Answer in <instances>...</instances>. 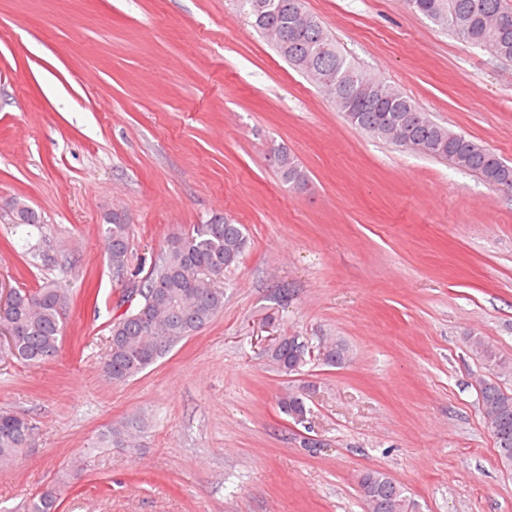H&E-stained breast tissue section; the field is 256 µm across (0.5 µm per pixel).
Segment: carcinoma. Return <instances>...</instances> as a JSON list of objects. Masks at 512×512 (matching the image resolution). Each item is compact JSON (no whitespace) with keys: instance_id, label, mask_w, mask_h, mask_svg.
<instances>
[{"instance_id":"obj_1","label":"carcinoma","mask_w":512,"mask_h":512,"mask_svg":"<svg viewBox=\"0 0 512 512\" xmlns=\"http://www.w3.org/2000/svg\"><path fill=\"white\" fill-rule=\"evenodd\" d=\"M262 14L249 11L253 26L289 65L305 74L327 94L352 126L375 139L427 156L473 173L487 184L512 190V165L471 138L436 122L416 106L395 84L362 71L343 53L323 22L304 6V0H267ZM409 8L436 26L486 50L512 60V4L508 0H406ZM269 158L280 181L291 189L308 185V175L298 160L280 145H272ZM13 231L21 236L40 227V216L28 205L11 206ZM132 227L129 218L113 212L105 219L104 240L117 279L128 276ZM249 247L243 225L215 211L185 234L173 235L148 277L128 293L129 306L112 320L107 336L103 370L115 384L136 377L182 340L193 336L224 309V289L217 279L236 268ZM14 304L0 309V329L13 332L8 353L38 365L53 359L64 334L67 289L47 282L15 289ZM471 349L488 367L491 377L480 385L482 413L492 434L498 461L512 468V390L498 382L512 370L489 344L476 337ZM270 365L286 377L301 376L316 360L340 368L351 360L348 345L340 340L311 345L299 336H283L265 351ZM312 384L302 382L288 390L278 406L295 424L307 421V400ZM147 422L132 417L112 425L105 442L127 447L143 433ZM33 425L24 416L0 411V461L16 458L33 441ZM365 512H419L420 506L406 489L386 472L369 469L358 481ZM59 491L48 487L32 497L24 512H57Z\"/></svg>"}]
</instances>
